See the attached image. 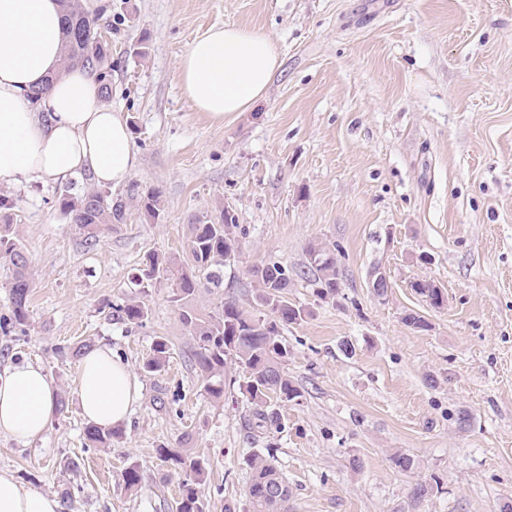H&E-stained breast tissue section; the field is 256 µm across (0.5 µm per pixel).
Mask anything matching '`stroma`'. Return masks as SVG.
Wrapping results in <instances>:
<instances>
[{
  "label": "stroma",
  "mask_w": 512,
  "mask_h": 512,
  "mask_svg": "<svg viewBox=\"0 0 512 512\" xmlns=\"http://www.w3.org/2000/svg\"><path fill=\"white\" fill-rule=\"evenodd\" d=\"M84 3L112 24L110 103L140 164L111 190L125 222L92 248L60 209L61 184H0L33 278L25 329L0 325V368L41 366L68 404L29 443L0 435V472L56 498L69 492L72 512H172L182 478L157 450L192 448L211 465L207 512H247L246 460L267 453L292 489L291 512L512 504V0ZM224 24L269 35L281 67L255 108L217 124L184 96L177 67ZM150 187L161 192L156 221L139 205ZM225 209L241 255L196 306L250 304L252 266L278 261L291 273L289 302L306 311L281 331L303 397L279 404L276 428L256 426L237 364L224 368L223 401L205 394L168 284L150 288L142 325L104 308L136 295L148 254L181 253L190 224ZM317 243L336 255L332 299L314 285L307 249ZM378 271L390 284L383 300L370 286ZM417 281L441 288L444 307L418 295ZM409 312L427 329L407 327ZM88 337L141 386L109 448L84 440L80 360L68 348ZM161 338L167 363L146 372ZM398 450L416 458L414 472L391 463ZM132 464L142 479L130 491L121 475Z\"/></svg>",
  "instance_id": "stroma-1"
}]
</instances>
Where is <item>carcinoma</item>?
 I'll list each match as a JSON object with an SVG mask.
<instances>
[{
  "label": "carcinoma",
  "instance_id": "1",
  "mask_svg": "<svg viewBox=\"0 0 512 512\" xmlns=\"http://www.w3.org/2000/svg\"><path fill=\"white\" fill-rule=\"evenodd\" d=\"M63 13V65L82 66L96 71L101 97L112 96V48L100 45V30L112 29L102 16L90 13L83 0H59ZM139 204L145 215L157 220L161 216L160 191L150 189L141 195ZM60 206L83 231L86 244L93 246L100 234L120 224L125 217V203L112 200L96 188L79 194L61 195ZM14 202L0 196V260L11 271L8 320L24 327L28 318V302L32 288L28 259L19 247L12 230ZM235 215L221 212L219 220H198L189 225V235L182 253L171 256L149 254L134 276L135 284L147 291L156 282H171V298L180 310L181 322L193 341L195 368L203 391L214 401L224 398V366L232 360L243 368V390L254 406L258 426L278 427L280 414L271 408V400L296 402L302 392L288 376V346L280 329L303 320L304 309L288 302L289 276L279 273L283 264L268 262L251 270L258 288L249 307L226 300L214 310L203 313L194 306L196 294L208 285L219 288L224 283V266L236 262L240 246L235 235ZM311 268L316 272L315 285L320 298L336 296L338 270L336 257L327 247L316 244L308 248ZM412 288L433 307L444 303L442 291L418 281ZM109 316L127 324L139 325L148 317L144 301L129 297L109 305ZM168 345L157 341L144 362L148 372H158L165 364ZM88 446L111 447L122 438V429H102L89 425L84 430ZM158 454L183 476L181 499L176 512H206L202 486L210 471L209 461L192 448H160ZM393 465L402 472L417 469L413 456L396 451ZM250 481L246 491L248 512H289L292 491L288 481L274 462V457L255 454L246 460Z\"/></svg>",
  "mask_w": 512,
  "mask_h": 512
}]
</instances>
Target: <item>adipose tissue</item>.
Returning a JSON list of instances; mask_svg holds the SVG:
<instances>
[{
    "instance_id": "1",
    "label": "adipose tissue",
    "mask_w": 512,
    "mask_h": 512,
    "mask_svg": "<svg viewBox=\"0 0 512 512\" xmlns=\"http://www.w3.org/2000/svg\"><path fill=\"white\" fill-rule=\"evenodd\" d=\"M57 0H0V184L64 182L87 172L100 186L123 184L139 164L122 113L99 100L88 69L62 66ZM280 67L274 41L259 30L215 26L182 56L177 77L196 111L221 123L262 100ZM38 101L25 93L45 79ZM56 386L37 365L15 362L0 370V434L27 443L55 412ZM140 397L129 367L100 346L82 359L78 399L91 423L125 421ZM57 501L0 473V512H57Z\"/></svg>"
}]
</instances>
